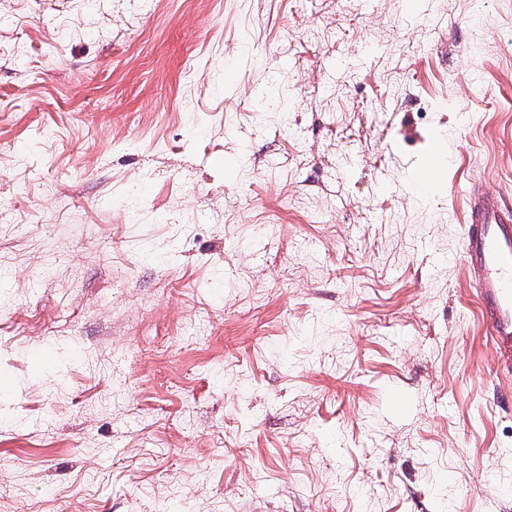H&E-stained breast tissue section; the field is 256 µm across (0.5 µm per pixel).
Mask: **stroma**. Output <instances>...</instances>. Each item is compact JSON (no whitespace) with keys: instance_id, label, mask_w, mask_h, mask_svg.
I'll return each instance as SVG.
<instances>
[{"instance_id":"35a3bbf8","label":"stroma","mask_w":512,"mask_h":512,"mask_svg":"<svg viewBox=\"0 0 512 512\" xmlns=\"http://www.w3.org/2000/svg\"><path fill=\"white\" fill-rule=\"evenodd\" d=\"M486 2L0 0V512H512ZM461 256L478 285L487 335L499 367L512 370V211L500 196L469 191Z\"/></svg>"}]
</instances>
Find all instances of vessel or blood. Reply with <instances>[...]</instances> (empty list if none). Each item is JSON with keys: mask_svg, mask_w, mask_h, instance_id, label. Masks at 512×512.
<instances>
[{"mask_svg": "<svg viewBox=\"0 0 512 512\" xmlns=\"http://www.w3.org/2000/svg\"><path fill=\"white\" fill-rule=\"evenodd\" d=\"M461 256L478 285L486 331L501 370H512V208L500 196L469 192Z\"/></svg>", "mask_w": 512, "mask_h": 512, "instance_id": "obj_1", "label": "vessel or blood"}]
</instances>
